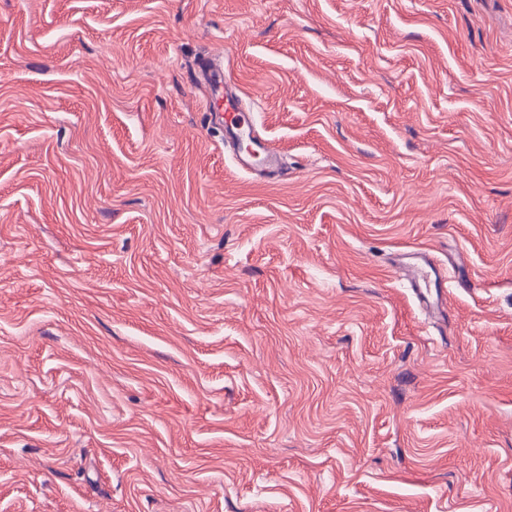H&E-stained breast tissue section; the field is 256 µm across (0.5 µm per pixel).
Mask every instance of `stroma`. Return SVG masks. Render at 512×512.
Wrapping results in <instances>:
<instances>
[{
    "label": "stroma",
    "instance_id": "obj_1",
    "mask_svg": "<svg viewBox=\"0 0 512 512\" xmlns=\"http://www.w3.org/2000/svg\"><path fill=\"white\" fill-rule=\"evenodd\" d=\"M0 512H512V0H0ZM224 122V131L226 137L231 141L245 139L248 141V135L254 136L252 144L254 153L258 156V161L262 166L271 167L276 161L273 150L264 142L260 141L254 134L252 120L247 117L241 110L235 98H228L224 101V116L221 117ZM409 259L412 262L407 263L405 271L407 272L410 287L422 303H426L429 288H440L444 279V271L435 265L429 263L417 254H411Z\"/></svg>",
    "mask_w": 512,
    "mask_h": 512
}]
</instances>
